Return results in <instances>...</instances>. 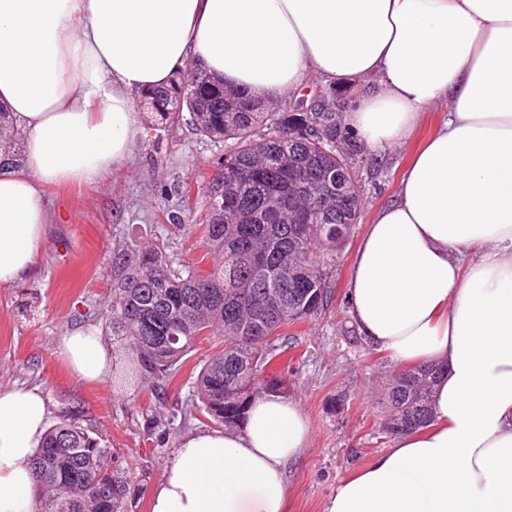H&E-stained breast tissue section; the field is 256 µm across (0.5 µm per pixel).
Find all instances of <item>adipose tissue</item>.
<instances>
[{
  "instance_id": "1",
  "label": "adipose tissue",
  "mask_w": 512,
  "mask_h": 512,
  "mask_svg": "<svg viewBox=\"0 0 512 512\" xmlns=\"http://www.w3.org/2000/svg\"><path fill=\"white\" fill-rule=\"evenodd\" d=\"M275 99L314 74L379 76L345 117L382 152L420 113L448 117L357 249L362 336L401 367L438 361L434 421L342 481L325 512H512V0H0V104L27 133L0 173V288L46 241L43 189L91 181L143 132L134 93L189 62ZM87 382L112 371L94 327L57 346ZM50 424L39 387H0V512H35L30 461ZM294 401L257 396L242 428L182 438L151 512H284L306 448Z\"/></svg>"
}]
</instances>
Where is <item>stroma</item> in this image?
Returning <instances> with one entry per match:
<instances>
[{
	"instance_id": "35a3bbf8",
	"label": "stroma",
	"mask_w": 512,
	"mask_h": 512,
	"mask_svg": "<svg viewBox=\"0 0 512 512\" xmlns=\"http://www.w3.org/2000/svg\"><path fill=\"white\" fill-rule=\"evenodd\" d=\"M138 111L144 132L130 158L95 181L46 189L49 209L46 242L33 272L16 286L0 288V386H37L52 416L83 407L87 423L113 447L123 449L133 466L132 512H149L150 493L163 477L178 442L203 431L192 417L177 418L161 436L157 453L146 455L143 427L151 399V381L117 386L109 378L97 384L77 379L57 353L62 336L79 326L102 328L115 354L124 340L103 328L101 314L112 299L118 257L162 239L177 261L192 263L203 254L195 235L178 232L204 212L195 171H213L221 145L201 139L190 123L166 124L146 105ZM447 104L429 109L396 147L377 152L361 139L354 169L362 183L361 216L336 262L329 268L334 288L329 313L299 325L293 349L281 352L270 374L286 381L284 398L297 402L309 422V441L286 467V512H324L337 485L370 465L394 438L379 429L378 393L396 370L394 360L367 340L352 323L347 284L356 250L368 224L397 196L413 155L438 130ZM211 347L199 344L184 358L165 395L163 412L186 407L187 381L201 368Z\"/></svg>"
}]
</instances>
